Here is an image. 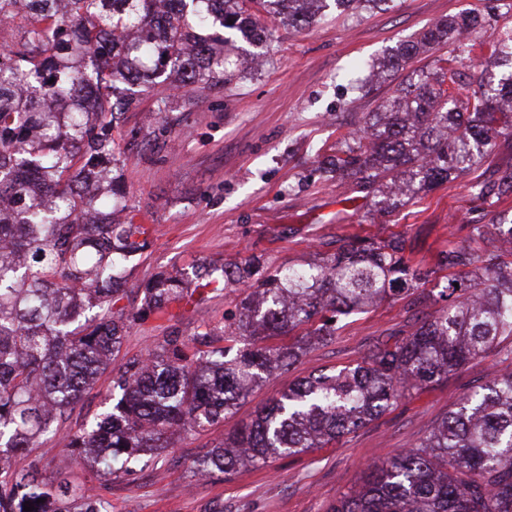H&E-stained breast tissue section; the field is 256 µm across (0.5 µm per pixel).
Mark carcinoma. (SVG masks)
I'll return each instance as SVG.
<instances>
[{
    "label": "carcinoma",
    "instance_id": "cac0c4a2",
    "mask_svg": "<svg viewBox=\"0 0 512 512\" xmlns=\"http://www.w3.org/2000/svg\"><path fill=\"white\" fill-rule=\"evenodd\" d=\"M387 0H0V512H112L90 489L56 484L36 462L12 457L45 439L67 441L91 478L132 482L168 448V434L204 430L232 413L253 385L289 368L339 323L384 301L436 300L411 330L393 332L353 366L320 369L258 409L251 423L197 459L201 476L276 456L326 448L396 407L406 392L467 362L499 354L512 338V211L469 222L465 243L426 271L400 237H354L305 267L272 268L255 257L221 266L224 286L244 289L234 320L158 345L120 365L106 406L74 433L59 419L112 366L137 315L113 283L150 245L151 230L122 210L115 190L126 146L119 126L140 99L167 86L222 87L233 77L226 32L252 43L264 15L303 28L334 7L356 13ZM479 23L469 12L434 23L370 70H405L421 47ZM490 78L466 79L464 58L438 59L434 79L410 72L397 94L368 113L353 143L321 168L377 188L373 213L391 215L414 196L467 175L512 140V50L500 40L483 57ZM476 198L512 197V169ZM448 269L435 295L419 281ZM211 272L160 274L145 287L148 312L203 296ZM327 512H512V373L455 401L413 447L377 461L362 486Z\"/></svg>",
    "mask_w": 512,
    "mask_h": 512
}]
</instances>
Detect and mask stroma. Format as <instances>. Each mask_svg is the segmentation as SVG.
Returning a JSON list of instances; mask_svg holds the SVG:
<instances>
[{
    "label": "stroma",
    "instance_id": "stroma-1",
    "mask_svg": "<svg viewBox=\"0 0 512 512\" xmlns=\"http://www.w3.org/2000/svg\"><path fill=\"white\" fill-rule=\"evenodd\" d=\"M464 12L486 16L469 33L472 43L512 28V0H388L384 9L356 15L325 12L302 30L265 16L260 66H253L244 42L233 41L224 47L236 71L227 85L143 97L121 124L129 144L123 203L150 226L151 246L126 263L127 284L252 256L275 267L304 265L335 253L339 241L365 235L402 236L413 260L433 266L449 243L465 238L473 212L489 218L500 211L491 198L474 203L471 186L512 167V141L501 142L465 177L419 194L384 218L371 216L365 190L326 178L318 166L323 155L344 148L361 117L377 111L397 87L396 81L371 76L348 84L340 77L343 68L354 60L382 58L432 23ZM241 298V292L218 290L171 303L165 317L148 315L126 336L117 363L144 353L170 326L189 335L223 326ZM418 313L405 298L351 318L334 341L254 386L223 422L200 433H175L169 448L134 482L101 483L98 493L110 500L112 512H326L358 488L369 463L418 443L447 414L450 402L512 371V359L468 363L327 448L263 467L242 466L226 478L198 477L194 462L299 378L360 361L393 330L409 328ZM112 378L109 372L98 376L60 420L62 431L78 430L99 411ZM33 457L46 476L60 474L76 485L89 477L58 441H43Z\"/></svg>",
    "mask_w": 512,
    "mask_h": 512
}]
</instances>
